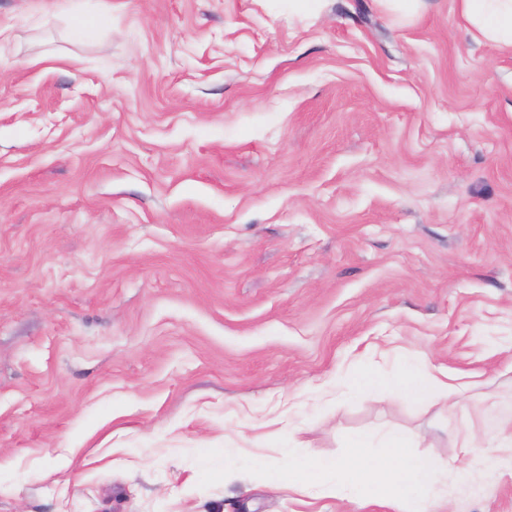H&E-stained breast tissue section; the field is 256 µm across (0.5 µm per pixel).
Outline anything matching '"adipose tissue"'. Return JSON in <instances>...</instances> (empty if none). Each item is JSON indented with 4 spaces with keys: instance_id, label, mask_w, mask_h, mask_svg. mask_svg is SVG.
<instances>
[{
    "instance_id": "adipose-tissue-1",
    "label": "adipose tissue",
    "mask_w": 512,
    "mask_h": 512,
    "mask_svg": "<svg viewBox=\"0 0 512 512\" xmlns=\"http://www.w3.org/2000/svg\"><path fill=\"white\" fill-rule=\"evenodd\" d=\"M459 16L476 30L480 37L493 42L500 50L512 52V0H454ZM351 385L360 393L388 387L413 399L438 395L443 404L455 406L462 391L433 374L419 375L407 370L385 381L371 372L358 371Z\"/></svg>"
}]
</instances>
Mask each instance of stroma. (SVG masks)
Returning <instances> with one entry per match:
<instances>
[{
    "label": "stroma",
    "mask_w": 512,
    "mask_h": 512,
    "mask_svg": "<svg viewBox=\"0 0 512 512\" xmlns=\"http://www.w3.org/2000/svg\"><path fill=\"white\" fill-rule=\"evenodd\" d=\"M0 26V512H397L197 460L392 432L440 464L423 512H512V53L454 0ZM404 361L457 405L336 387Z\"/></svg>",
    "instance_id": "35a3bbf8"
}]
</instances>
